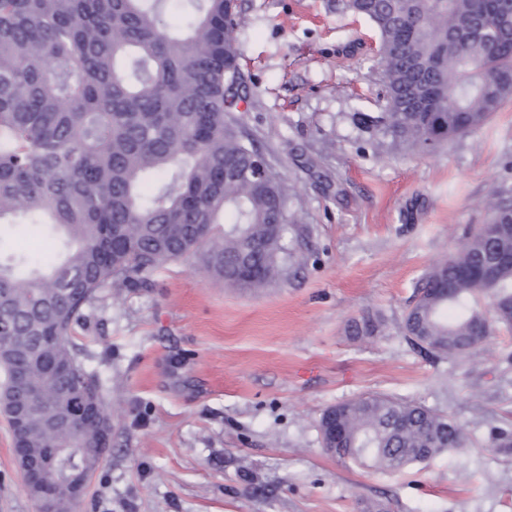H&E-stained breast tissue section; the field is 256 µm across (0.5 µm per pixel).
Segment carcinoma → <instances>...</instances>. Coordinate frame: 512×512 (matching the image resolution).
I'll return each instance as SVG.
<instances>
[{
    "label": "carcinoma",
    "instance_id": "1",
    "mask_svg": "<svg viewBox=\"0 0 512 512\" xmlns=\"http://www.w3.org/2000/svg\"><path fill=\"white\" fill-rule=\"evenodd\" d=\"M0 0V224H34L62 251L0 261V412L31 383L56 393L49 423L34 410L23 443L94 474L112 431L107 398L73 341L104 288L146 283L198 255L218 281L259 291L288 271L292 187L244 141L230 113L246 102L235 0ZM379 34L386 111L363 125L422 152L475 133L512 93L508 0H347ZM505 187L490 225L469 232L417 285L403 330L428 353L465 355L512 325V206ZM490 266L492 275L474 271ZM380 326L361 318L355 336ZM65 365L98 420L74 418ZM341 459L401 472L468 440L426 406L372 394L333 406Z\"/></svg>",
    "mask_w": 512,
    "mask_h": 512
}]
</instances>
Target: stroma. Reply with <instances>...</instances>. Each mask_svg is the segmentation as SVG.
Returning <instances> with one entry per match:
<instances>
[{"mask_svg": "<svg viewBox=\"0 0 512 512\" xmlns=\"http://www.w3.org/2000/svg\"><path fill=\"white\" fill-rule=\"evenodd\" d=\"M248 99L234 118L289 181L288 274L250 293L194 256L103 290L74 341L112 412L78 512H512V327L472 354L414 349L415 287L512 187V95L474 134L416 153L363 115L385 106L378 35L340 0H238ZM331 182L333 191L323 189ZM364 315L381 332L349 335ZM383 393L463 423L468 443L401 474L323 448L337 403ZM0 512H38L0 415Z\"/></svg>", "mask_w": 512, "mask_h": 512, "instance_id": "35a3bbf8", "label": "stroma"}]
</instances>
